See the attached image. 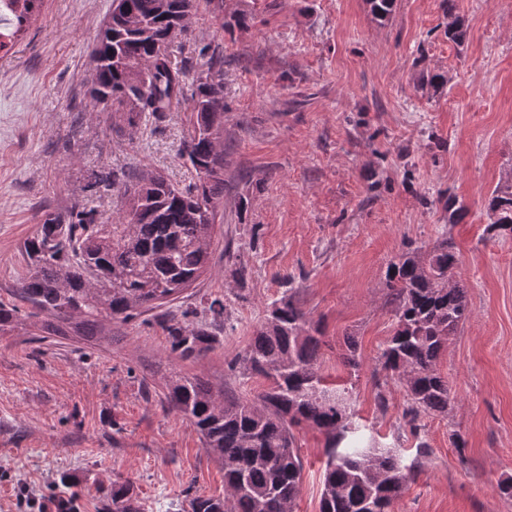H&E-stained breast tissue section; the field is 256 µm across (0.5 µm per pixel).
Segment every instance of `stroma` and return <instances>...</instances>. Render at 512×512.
<instances>
[{
    "instance_id": "1",
    "label": "stroma",
    "mask_w": 512,
    "mask_h": 512,
    "mask_svg": "<svg viewBox=\"0 0 512 512\" xmlns=\"http://www.w3.org/2000/svg\"><path fill=\"white\" fill-rule=\"evenodd\" d=\"M463 43L445 36L441 0H397L377 20L367 0H197L174 58L212 69L224 88V197L208 270L168 304L225 303L222 339L204 358L171 355L153 314L108 322V336L35 341L0 335V512H100L99 485L131 481L140 512H175L187 492L224 493V470L194 426L165 406L172 375L251 397L266 382L229 361L249 346L285 290L319 328L320 373L345 388L354 419L412 459L429 454L394 512H512V238L490 237L487 201L512 165V0H456ZM112 0H44L0 53V297L25 271L20 255L44 213L73 203L101 222L122 212L119 187L96 173L157 169L179 187L194 171L176 155L191 114L130 128L95 111L91 53ZM250 23L232 25V15ZM447 73L441 90L426 84ZM466 208L448 221L440 193ZM449 240L470 316L442 356L455 399L412 435L404 389L378 361L392 333L387 260ZM244 268L243 283L232 273ZM358 342L357 372L343 363ZM385 393L386 406L377 395ZM459 433L464 449L454 448ZM303 464L293 512H319L326 439L297 430Z\"/></svg>"
}]
</instances>
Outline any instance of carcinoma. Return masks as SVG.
<instances>
[{
	"label": "carcinoma",
	"instance_id": "cac0c4a2",
	"mask_svg": "<svg viewBox=\"0 0 512 512\" xmlns=\"http://www.w3.org/2000/svg\"><path fill=\"white\" fill-rule=\"evenodd\" d=\"M41 0H14L13 17L23 25ZM449 18L444 34L455 43L466 28L443 0ZM372 15L389 17L396 0H368ZM195 0H119L97 37L90 89L101 112L135 128L150 118L188 106L193 133L179 149L197 181L181 189L162 174L144 169L122 181L126 210L114 224L75 203L46 213L21 246L26 271L11 298L0 300V334L22 324L21 312L46 316L37 337L64 336L69 325L94 338L102 321L131 320L172 301L194 284L209 263L217 202L224 197V93L211 71L198 73L191 98L187 73L167 47L187 30ZM494 237L512 238V168L504 171L488 199ZM459 256L443 240L430 248L409 247L387 263L385 304L394 314L382 367L404 387L403 417L413 433L427 415H448L453 402L448 377L438 362L470 314L467 289L456 277ZM209 322L156 316L170 353L181 359L207 355L219 343L224 298H203ZM307 313L284 294L272 301L246 351L230 370L261 376L268 386L250 397L227 396L195 377L167 386L168 409L188 420L209 453L224 468V497L196 495L190 512H292L303 465L295 451L297 428L309 426L326 438L320 512H392L408 481L427 456L421 440L410 463L376 445L353 421L345 398L322 385L317 360L320 339L310 333ZM102 512H139L132 482L99 489Z\"/></svg>",
	"mask_w": 512,
	"mask_h": 512
}]
</instances>
